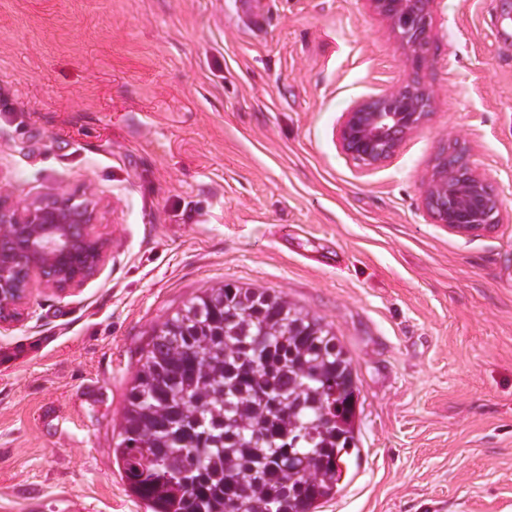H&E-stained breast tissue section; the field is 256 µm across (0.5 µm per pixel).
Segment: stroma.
<instances>
[{"label": "stroma", "instance_id": "35a3bbf8", "mask_svg": "<svg viewBox=\"0 0 512 512\" xmlns=\"http://www.w3.org/2000/svg\"><path fill=\"white\" fill-rule=\"evenodd\" d=\"M427 124L363 169L336 129L411 76L364 0H0V185L93 192L111 241L0 329V498L148 512L112 459L153 327L207 288H271L330 323L360 460L318 512H512V0H436ZM460 140L502 221L423 207Z\"/></svg>", "mask_w": 512, "mask_h": 512}]
</instances>
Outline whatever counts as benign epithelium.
<instances>
[{"mask_svg":"<svg viewBox=\"0 0 512 512\" xmlns=\"http://www.w3.org/2000/svg\"><path fill=\"white\" fill-rule=\"evenodd\" d=\"M365 2L390 23L412 70L420 72L427 65L434 0ZM433 95L425 83L411 79L379 96L356 101L339 123L340 149L363 168L383 164L407 136L426 124ZM460 154L456 143L443 148L426 183L423 206L448 231L471 235L493 228L501 215L487 179L469 163L460 166L455 161ZM95 218L94 200L65 187L23 206L10 202L7 190L0 187V328L23 320L34 288L33 277L43 268L53 265L58 269L48 283L61 293L80 286L97 272L111 243L92 234L80 241L72 236L71 229L73 224L90 225ZM80 245L92 246L93 265L73 276L66 265L67 255ZM18 246L29 257V271L25 283L14 287L9 275Z\"/></svg>","mask_w":512,"mask_h":512,"instance_id":"7a95c632","label":"benign epithelium"}]
</instances>
